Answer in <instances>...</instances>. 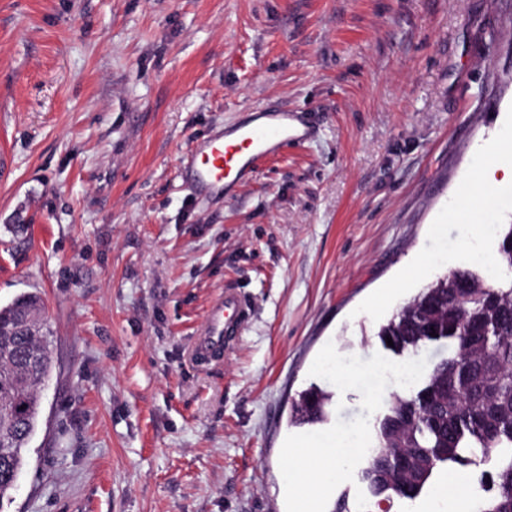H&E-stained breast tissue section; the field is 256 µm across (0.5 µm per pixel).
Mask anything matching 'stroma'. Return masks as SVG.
Returning <instances> with one entry per match:
<instances>
[{"label": "stroma", "instance_id": "stroma-1", "mask_svg": "<svg viewBox=\"0 0 512 512\" xmlns=\"http://www.w3.org/2000/svg\"><path fill=\"white\" fill-rule=\"evenodd\" d=\"M258 107L306 141L197 194L182 157ZM510 128L512 0H0V305L38 292L53 330L0 512H290L288 444L386 410L379 326L450 269L506 280L512 185L485 206L475 181ZM228 287L252 319L197 367ZM313 382L326 418L292 424ZM366 462L321 512H427L377 502Z\"/></svg>", "mask_w": 512, "mask_h": 512}]
</instances>
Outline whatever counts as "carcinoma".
<instances>
[{
	"mask_svg": "<svg viewBox=\"0 0 512 512\" xmlns=\"http://www.w3.org/2000/svg\"><path fill=\"white\" fill-rule=\"evenodd\" d=\"M499 258L512 271V224L500 233ZM438 337L433 339L431 334ZM52 330L35 292L0 306V502L10 498L40 416L38 390L52 369ZM402 357L428 344L454 352L434 362L407 391L394 393L374 425L361 480L376 498H404L395 461L412 453L423 467L417 498L438 470L494 461L481 473L488 496L478 512H512V280L493 288L477 271L455 268L428 284L377 332ZM329 395L312 384L293 402V422L324 420Z\"/></svg>",
	"mask_w": 512,
	"mask_h": 512,
	"instance_id": "obj_1",
	"label": "carcinoma"
}]
</instances>
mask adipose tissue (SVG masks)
<instances>
[{
	"label": "adipose tissue",
	"instance_id": "ef3b65f1",
	"mask_svg": "<svg viewBox=\"0 0 512 512\" xmlns=\"http://www.w3.org/2000/svg\"><path fill=\"white\" fill-rule=\"evenodd\" d=\"M362 448L360 439L340 434L325 446L287 449L284 468L288 494L297 498L298 512H317V490L342 477L345 461Z\"/></svg>",
	"mask_w": 512,
	"mask_h": 512
}]
</instances>
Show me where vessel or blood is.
I'll list each match as a JSON object with an SVG mask.
<instances>
[{
	"instance_id": "b4317fda",
	"label": "vessel or blood",
	"mask_w": 512,
	"mask_h": 512,
	"mask_svg": "<svg viewBox=\"0 0 512 512\" xmlns=\"http://www.w3.org/2000/svg\"><path fill=\"white\" fill-rule=\"evenodd\" d=\"M255 119L252 125L227 127L222 134L191 149L195 189L233 190L245 183L260 160L301 143L307 137L306 129L300 127L291 110H261ZM249 317L247 299L235 289H225L223 298L209 312L207 326L195 348L197 360L207 362L214 353L228 348Z\"/></svg>"
}]
</instances>
